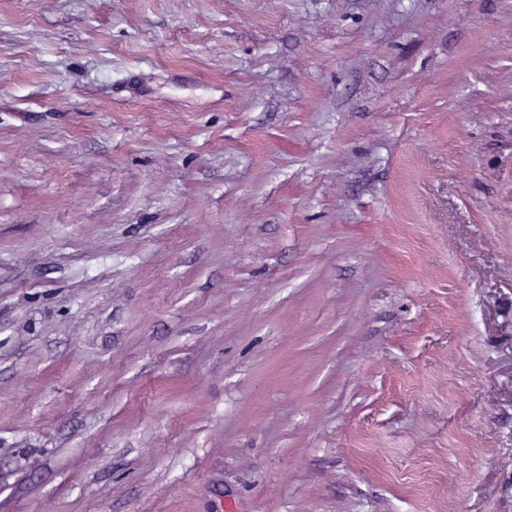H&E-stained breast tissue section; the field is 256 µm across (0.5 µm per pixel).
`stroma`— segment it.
<instances>
[{"mask_svg": "<svg viewBox=\"0 0 512 512\" xmlns=\"http://www.w3.org/2000/svg\"><path fill=\"white\" fill-rule=\"evenodd\" d=\"M0 512H512V0H0Z\"/></svg>", "mask_w": 512, "mask_h": 512, "instance_id": "obj_1", "label": "stroma"}]
</instances>
